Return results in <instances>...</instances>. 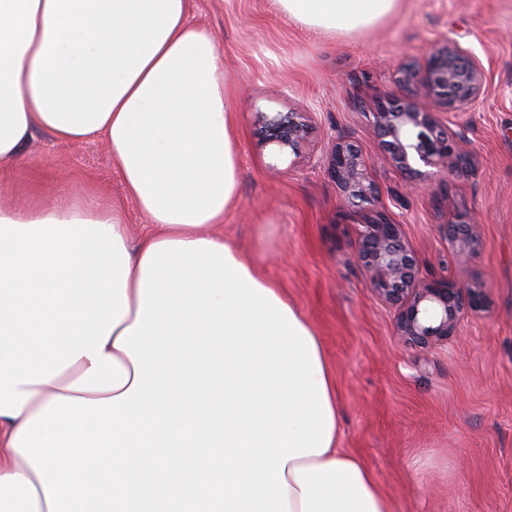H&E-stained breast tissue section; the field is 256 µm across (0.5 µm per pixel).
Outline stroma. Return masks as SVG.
Masks as SVG:
<instances>
[{
    "label": "stroma",
    "instance_id": "1",
    "mask_svg": "<svg viewBox=\"0 0 512 512\" xmlns=\"http://www.w3.org/2000/svg\"><path fill=\"white\" fill-rule=\"evenodd\" d=\"M224 65L240 154L239 198L224 237L271 276L322 339L334 370L341 445L390 497L392 512H512V0H401L369 34L322 37L288 21L275 0H190ZM451 36L482 62L480 100L447 118L473 169L435 194L409 191L385 158L370 111L389 66L417 61ZM302 112L298 155L264 143L261 114ZM353 141L424 277L483 290L448 340L403 343L357 259L348 215L321 159L332 136ZM16 202L78 197L123 206L131 237L147 217L127 203L104 141L63 143L34 131L20 164L0 171ZM465 214L480 244L459 254L442 226Z\"/></svg>",
    "mask_w": 512,
    "mask_h": 512
}]
</instances>
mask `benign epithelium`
<instances>
[{"instance_id": "1", "label": "benign epithelium", "mask_w": 512, "mask_h": 512, "mask_svg": "<svg viewBox=\"0 0 512 512\" xmlns=\"http://www.w3.org/2000/svg\"><path fill=\"white\" fill-rule=\"evenodd\" d=\"M395 89L372 115L374 133L391 164L407 176L411 187L427 193L432 176L463 173L471 165L462 133L442 114L460 112L484 94L485 72L479 59L456 39H439L418 63L394 69ZM263 141L279 153L297 154L307 134L299 112L261 114ZM326 169L345 204L366 213L359 230L358 260L372 291L397 310V335L408 345L428 347L448 340L467 310L484 304L481 290L427 280L406 246L401 226L377 207L380 193L370 180L367 162L347 140L325 148ZM444 233L461 252L476 239L466 216L444 225Z\"/></svg>"}]
</instances>
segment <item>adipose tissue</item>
Here are the masks:
<instances>
[{"mask_svg":"<svg viewBox=\"0 0 512 512\" xmlns=\"http://www.w3.org/2000/svg\"><path fill=\"white\" fill-rule=\"evenodd\" d=\"M401 0H276L364 34ZM103 139L117 205H0V512H391L312 324L218 233L238 152L189 0H0V167Z\"/></svg>","mask_w":512,"mask_h":512,"instance_id":"1","label":"adipose tissue"}]
</instances>
